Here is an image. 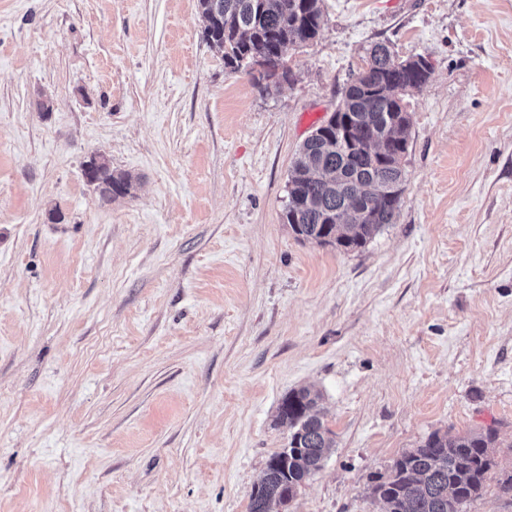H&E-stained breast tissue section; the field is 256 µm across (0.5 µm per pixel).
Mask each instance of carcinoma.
<instances>
[{
	"mask_svg": "<svg viewBox=\"0 0 512 512\" xmlns=\"http://www.w3.org/2000/svg\"><path fill=\"white\" fill-rule=\"evenodd\" d=\"M197 10L203 37L223 54L224 66L253 76L258 85L289 79L291 71L280 51L316 38L322 25L320 0H197ZM426 82L409 60L394 58L378 44L346 87L338 108L357 117L362 141L404 135L406 130L393 127V113L405 111V97ZM85 168L92 169L91 183L102 198L128 194L130 176L112 171L108 162L92 158ZM400 175V170L384 168L363 154L348 156L331 141L305 139L288 182V204L299 212L298 220L289 224L292 233L322 247H364L394 223L401 198L385 201L374 191ZM338 216L348 223L333 224ZM319 400L303 388L281 401L276 422L288 430V447L296 453L283 458L276 452L267 460L259 489L249 494V512H286L303 483L321 469L333 438ZM497 438L494 425L465 434L434 432L403 452L386 472L371 475L370 493L385 512H463L482 495L495 466Z\"/></svg>",
	"mask_w": 512,
	"mask_h": 512,
	"instance_id": "obj_1",
	"label": "carcinoma"
}]
</instances>
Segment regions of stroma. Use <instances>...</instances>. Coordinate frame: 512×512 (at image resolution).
<instances>
[{"instance_id": "obj_1", "label": "stroma", "mask_w": 512, "mask_h": 512, "mask_svg": "<svg viewBox=\"0 0 512 512\" xmlns=\"http://www.w3.org/2000/svg\"><path fill=\"white\" fill-rule=\"evenodd\" d=\"M321 8L265 91L196 0H0V512H248L304 387L335 446L288 512H384L373 473L491 423L465 512H512V0ZM379 43L434 63L395 221L298 240L301 117ZM93 157L129 194L101 199Z\"/></svg>"}]
</instances>
